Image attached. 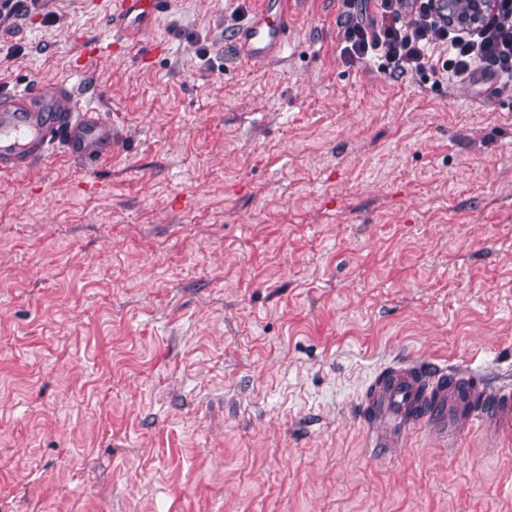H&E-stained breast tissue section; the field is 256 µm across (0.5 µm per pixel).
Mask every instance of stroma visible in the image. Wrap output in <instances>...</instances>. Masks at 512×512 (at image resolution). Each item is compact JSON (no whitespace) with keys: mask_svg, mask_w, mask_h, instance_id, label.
Wrapping results in <instances>:
<instances>
[{"mask_svg":"<svg viewBox=\"0 0 512 512\" xmlns=\"http://www.w3.org/2000/svg\"><path fill=\"white\" fill-rule=\"evenodd\" d=\"M258 2L0 24V86L114 133L0 172V512H512V444L386 462L352 410L405 354L512 376V94L344 60L340 0L248 61ZM112 11L107 15V22L112 27L116 40H123L127 35L149 31L155 19L168 11L170 0H109Z\"/></svg>","mask_w":512,"mask_h":512,"instance_id":"35a3bbf8","label":"stroma"}]
</instances>
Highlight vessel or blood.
Listing matches in <instances>:
<instances>
[{
	"mask_svg": "<svg viewBox=\"0 0 512 512\" xmlns=\"http://www.w3.org/2000/svg\"><path fill=\"white\" fill-rule=\"evenodd\" d=\"M170 0H112L107 21L117 39L149 31ZM288 0H261L260 13L239 37L248 59L270 61L288 43ZM112 125L83 107L64 85L49 93L0 90V172L15 171L55 149L73 159L104 156ZM356 415L375 452L418 429L439 432L449 422L487 419L496 437L512 439V384L488 385L475 370L402 356L365 385Z\"/></svg>",
	"mask_w": 512,
	"mask_h": 512,
	"instance_id": "obj_1",
	"label": "vessel or blood"
}]
</instances>
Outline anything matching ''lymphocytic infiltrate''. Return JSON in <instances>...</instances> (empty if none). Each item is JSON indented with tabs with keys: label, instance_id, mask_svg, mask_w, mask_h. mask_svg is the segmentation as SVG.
I'll return each instance as SVG.
<instances>
[{
	"label": "lymphocytic infiltrate",
	"instance_id": "obj_1",
	"mask_svg": "<svg viewBox=\"0 0 512 512\" xmlns=\"http://www.w3.org/2000/svg\"><path fill=\"white\" fill-rule=\"evenodd\" d=\"M342 2L345 60L375 58L402 74L460 79L487 69L512 90V0H496L493 11L466 33L436 10L435 0H374L371 14L359 9L360 0ZM406 5L411 19L405 23L401 9Z\"/></svg>",
	"mask_w": 512,
	"mask_h": 512
}]
</instances>
